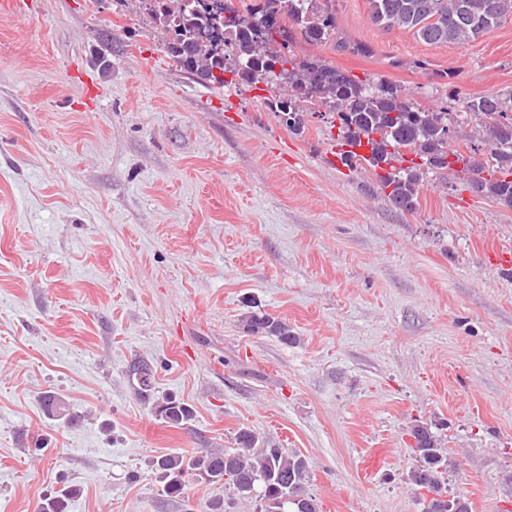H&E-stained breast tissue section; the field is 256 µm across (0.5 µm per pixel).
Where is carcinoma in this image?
Wrapping results in <instances>:
<instances>
[{"label":"carcinoma","mask_w":512,"mask_h":512,"mask_svg":"<svg viewBox=\"0 0 512 512\" xmlns=\"http://www.w3.org/2000/svg\"><path fill=\"white\" fill-rule=\"evenodd\" d=\"M204 0H141L142 8L167 35V53L174 64L204 80L224 83L231 73L236 82L275 86V108L288 130L305 127L302 104L311 102L339 120L340 142L368 148L367 154L341 157L350 167L366 164L382 170V190L398 210L410 211L418 202L427 176L448 179V173L467 177L479 196L512 208V93L470 97L465 116L448 108L434 111L412 99L402 87L386 82H363L348 70L321 57L288 53L289 42L326 43L336 38L335 0H250L239 10L233 0H219L215 18L200 9ZM370 22L386 31L402 29L427 45L465 44L512 19V0H368ZM480 122L488 137L489 153L475 164V155L450 148L457 127L468 117ZM243 328L267 335L283 344L300 341L284 320L263 311L242 315ZM139 394L152 396L154 373L142 362L134 367ZM42 403L47 415L74 420L67 404L54 394ZM166 424L182 427L192 419L190 407L174 397L154 403ZM418 465L411 471L412 485L431 495L424 512H470L468 502L448 494L444 475L450 468L440 441L422 424L410 430ZM237 448H199L190 455L168 454L153 461L164 493L183 499L186 482L229 484L247 501L261 500L260 512H319L305 481L307 460L281 448L258 447L259 437L243 428L236 434ZM77 494L69 487L42 500L39 512H66Z\"/></svg>","instance_id":"obj_1"}]
</instances>
